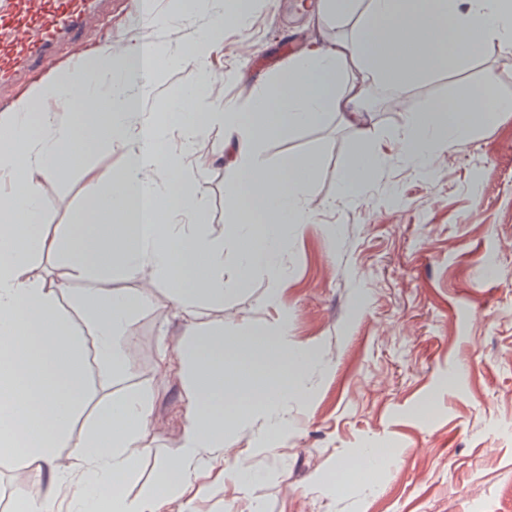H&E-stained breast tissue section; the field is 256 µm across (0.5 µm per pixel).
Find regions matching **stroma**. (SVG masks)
<instances>
[{"label":"stroma","instance_id":"1","mask_svg":"<svg viewBox=\"0 0 512 512\" xmlns=\"http://www.w3.org/2000/svg\"><path fill=\"white\" fill-rule=\"evenodd\" d=\"M296 2L255 0L245 29H225L210 59L221 91L207 109L231 103L248 111L287 63L283 43L295 42L301 57L311 45L350 35V24L336 20L314 28L311 10ZM138 3L110 0L108 22L85 48L116 42L131 49L148 37L181 51L209 22L203 14L168 18L148 32L134 19ZM254 53L273 58L275 67H253ZM488 67L497 76L492 97L512 98V54L493 45L458 68L415 79L405 107L383 108L389 88H372L371 137L403 131L413 113L453 96L458 85L480 90ZM197 78L190 64L163 70L144 112L160 113ZM357 142L330 114L260 151L269 167L291 154L320 157L304 191L311 220L290 235L283 258L282 304L291 339L314 348L322 368L305 377L306 399L289 405L288 431L275 452H259L264 425L254 417L225 437V464L248 457L255 479L244 493L229 484L213 489L196 502L197 512H512V113L439 154L433 172L399 158L343 200L339 174ZM203 144L210 154L204 200L216 230L229 223L224 184L234 154L217 123L208 125ZM87 204L88 178L72 172L43 187L42 221L73 223ZM266 286L255 276L205 319L223 320L228 334L248 317L274 324L275 312L262 304ZM127 334L138 349L133 368L110 385L89 368L85 402L92 410L108 389L151 388L152 450L124 486L133 498L151 488L159 462L181 444L184 383L161 375L156 362L158 342L174 349L183 341L165 289L154 290ZM365 448L383 449L386 465L338 478L339 467ZM43 485L22 456L0 458V512H14L19 498L41 494Z\"/></svg>","mask_w":512,"mask_h":512}]
</instances>
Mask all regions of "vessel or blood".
Segmentation results:
<instances>
[{"label": "vessel or blood", "instance_id": "vessel-or-blood-1", "mask_svg": "<svg viewBox=\"0 0 512 512\" xmlns=\"http://www.w3.org/2000/svg\"><path fill=\"white\" fill-rule=\"evenodd\" d=\"M103 18L102 0H0V87L44 69Z\"/></svg>", "mask_w": 512, "mask_h": 512}]
</instances>
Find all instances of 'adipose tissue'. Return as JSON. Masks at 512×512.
<instances>
[{"label":"adipose tissue","mask_w":512,"mask_h":512,"mask_svg":"<svg viewBox=\"0 0 512 512\" xmlns=\"http://www.w3.org/2000/svg\"><path fill=\"white\" fill-rule=\"evenodd\" d=\"M201 2L211 23L187 54L200 81L169 104L176 123L147 119L139 110L152 75L173 61L150 40L124 54L90 49L80 84L93 106L61 111L74 83L61 72L0 115V175L11 182L0 196V455L24 451L29 467L49 473L47 496L28 500L26 512H168L175 501L181 512H193L194 500L210 489L203 476L211 472L244 489L251 479L247 458L222 468L213 450L223 448L242 416L257 415L266 430L260 449L274 451V436L288 427L289 404L302 400L303 378L318 366L311 348L290 340L287 315L272 327L245 323L233 336L200 315L257 274L268 283L265 307H279L288 236L310 219L302 190L320 159L291 155L268 169L259 159L262 145L336 115L361 136L340 175L341 194L349 196L388 160L366 136L369 89L387 86L398 101L415 77L453 68L485 45L512 53V0H318L317 21L354 19V35L289 61L248 113L224 105L204 118L191 103L205 99L213 80L209 58L225 23L245 20L254 0ZM506 112L511 100L491 105L464 85L451 99L430 101L390 143L427 169L438 149L452 148ZM207 120L223 125L234 150L235 169L224 187L227 237L204 231L203 184L183 176L206 168ZM105 144L122 150L125 166L97 171L90 209L67 229L47 231L38 222L42 187ZM172 171L181 175L176 206L161 192ZM39 256L63 259V277H33L31 263ZM116 271L147 280L133 294L113 287ZM82 279L94 280V287L68 294L66 283ZM160 287L170 291L184 324L182 344L158 351L160 372L185 383L181 445L160 464L156 490L132 499L122 486L151 450L149 387L106 398L72 465L51 463L83 412L88 366L108 379L131 369L128 324Z\"/></svg>","instance_id":"obj_1"}]
</instances>
